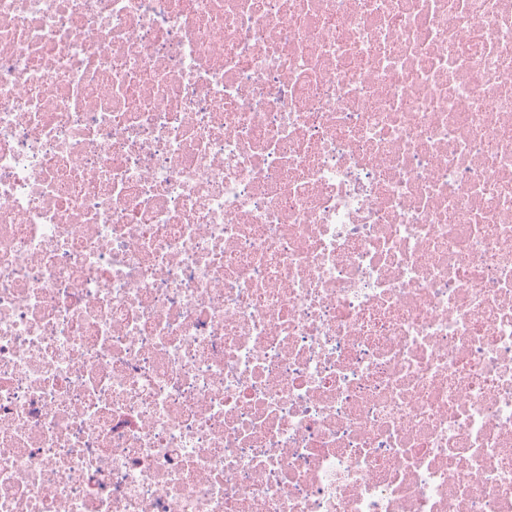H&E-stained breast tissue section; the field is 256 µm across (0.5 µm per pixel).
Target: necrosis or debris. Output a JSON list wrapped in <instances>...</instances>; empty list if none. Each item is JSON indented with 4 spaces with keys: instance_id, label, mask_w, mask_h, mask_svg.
Listing matches in <instances>:
<instances>
[{
    "instance_id": "obj_1",
    "label": "necrosis or debris",
    "mask_w": 512,
    "mask_h": 512,
    "mask_svg": "<svg viewBox=\"0 0 512 512\" xmlns=\"http://www.w3.org/2000/svg\"><path fill=\"white\" fill-rule=\"evenodd\" d=\"M0 512H512V0H0Z\"/></svg>"
}]
</instances>
